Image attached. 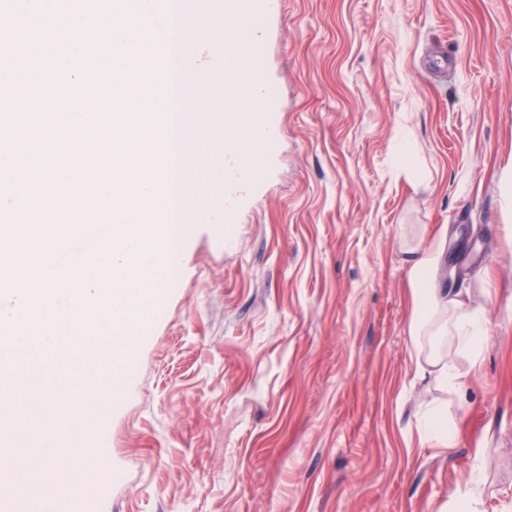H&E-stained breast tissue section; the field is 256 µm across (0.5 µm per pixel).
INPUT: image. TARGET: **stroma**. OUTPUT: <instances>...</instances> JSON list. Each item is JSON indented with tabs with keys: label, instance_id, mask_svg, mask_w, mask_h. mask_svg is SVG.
Returning <instances> with one entry per match:
<instances>
[{
	"label": "stroma",
	"instance_id": "stroma-1",
	"mask_svg": "<svg viewBox=\"0 0 512 512\" xmlns=\"http://www.w3.org/2000/svg\"><path fill=\"white\" fill-rule=\"evenodd\" d=\"M267 77L277 166L232 242L192 231L103 512H512V0H284ZM442 226L438 284L486 312L455 391L408 331L405 258ZM421 427L424 429L425 437L450 447L451 439L448 436L447 423L442 415L437 413L432 414L421 423Z\"/></svg>",
	"mask_w": 512,
	"mask_h": 512
}]
</instances>
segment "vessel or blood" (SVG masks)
I'll return each mask as SVG.
<instances>
[{
    "label": "vessel or blood",
    "instance_id": "1",
    "mask_svg": "<svg viewBox=\"0 0 512 512\" xmlns=\"http://www.w3.org/2000/svg\"><path fill=\"white\" fill-rule=\"evenodd\" d=\"M255 20L248 29L225 33L220 49L212 56L214 65H222L229 53L246 54L249 67L227 70L224 74L229 89L226 106H236L233 94L239 85H247L255 97L273 102L274 96L265 77L268 55V25L280 15L283 0H249ZM120 10H132L147 24L154 53L151 69L157 80H165L168 72L166 48L169 36L167 18L160 0H113ZM83 48L70 59L73 69L85 73L98 72L102 57L93 51L98 39L94 27L85 28L79 35ZM98 104L101 111L120 109L138 112L142 109V95L129 89L122 100H115L111 85L98 84ZM83 109L80 99L74 97L67 86H59L48 110L61 115ZM256 132L240 136L238 142L224 146V156L217 168L224 178L223 211H202L199 221L203 224L238 223L247 202L252 198L259 177L268 175L278 161L281 127L277 122L257 112L252 116ZM115 228L110 218L94 224L76 226L58 246L55 271L67 273L73 261L110 240ZM166 288H148L144 291L143 308L137 321L128 320L123 314L113 313L108 325L85 333L80 344H73L70 337H60L48 361L52 372L50 382L23 385L21 376L7 362L0 364V447L8 449L13 458L12 467L0 471V512H99L104 494L110 486L121 484L124 474L112 467V450L104 439L107 416L98 407L84 406L82 411L71 413L67 430L53 433L52 425L57 416L59 399L79 397V385L98 381L115 384L111 397L113 406H120L129 387L128 380L136 372L138 359L135 346L152 342L153 332L167 312ZM26 391L40 410L41 417L32 420L11 408L10 402L19 391ZM52 446L62 454L71 455L74 466L81 473V488L74 494H55L50 502L25 493L23 484L37 476L40 451Z\"/></svg>",
    "mask_w": 512,
    "mask_h": 512
}]
</instances>
